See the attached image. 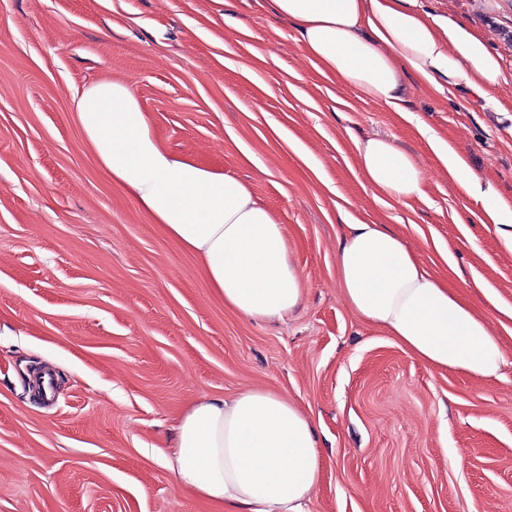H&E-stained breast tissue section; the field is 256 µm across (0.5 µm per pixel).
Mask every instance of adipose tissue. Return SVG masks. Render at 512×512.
<instances>
[{"label": "adipose tissue", "mask_w": 512, "mask_h": 512, "mask_svg": "<svg viewBox=\"0 0 512 512\" xmlns=\"http://www.w3.org/2000/svg\"><path fill=\"white\" fill-rule=\"evenodd\" d=\"M296 27L321 76L366 100L401 111L404 80L443 94L467 88L490 107L507 78L498 56L469 25L419 10L416 0H272ZM76 119L100 166L164 232L201 262L226 307L280 320L303 299L285 228L248 183L161 148L127 82L100 81L75 101ZM418 132L449 176L480 202L492 224H511L512 207L483 186L461 156L429 127ZM375 198L425 195L415 155L392 140L356 144ZM337 255L343 297L364 321L429 366L496 379L499 338L457 288L436 277L402 237L342 214ZM162 463L177 486L224 512H307L321 473L316 432L294 402L265 389L192 405L179 418Z\"/></svg>", "instance_id": "1"}]
</instances>
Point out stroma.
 <instances>
[{
	"label": "stroma",
	"instance_id": "obj_1",
	"mask_svg": "<svg viewBox=\"0 0 512 512\" xmlns=\"http://www.w3.org/2000/svg\"><path fill=\"white\" fill-rule=\"evenodd\" d=\"M499 55L501 111L410 84L409 118L316 73L270 0H0V512H217L159 462L204 398L265 388L313 420L308 512H512V250L416 132L512 204V0H417ZM129 82L163 148L247 181L304 288L284 319L228 309L197 257L100 167L74 97ZM420 161L376 200L356 140ZM398 233L498 336L497 380L420 363L342 296L339 211ZM497 293L489 300L475 279ZM50 368L52 401L33 369Z\"/></svg>",
	"mask_w": 512,
	"mask_h": 512
}]
</instances>
